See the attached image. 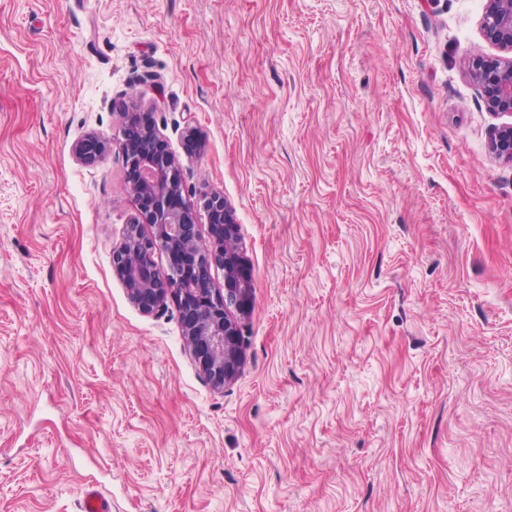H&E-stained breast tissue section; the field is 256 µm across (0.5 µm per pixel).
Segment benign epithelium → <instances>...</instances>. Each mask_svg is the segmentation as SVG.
<instances>
[{
  "label": "benign epithelium",
  "mask_w": 512,
  "mask_h": 512,
  "mask_svg": "<svg viewBox=\"0 0 512 512\" xmlns=\"http://www.w3.org/2000/svg\"><path fill=\"white\" fill-rule=\"evenodd\" d=\"M481 28L486 40L507 57L487 62L473 59L472 79L485 105L495 116H512V0H487ZM121 150L136 178L130 191L147 206L125 225L112 251L114 274L124 284L129 300L141 312L152 314L166 300L176 301L182 334L199 362L206 381L217 391L232 385L242 369L241 324L237 314L246 310L251 283L248 261L240 246L238 225L224 195L214 191L201 199L210 240L202 243L197 210L183 202L185 185L179 161L156 150L161 140L157 127L136 125V113H122ZM106 144L95 135L79 140L74 152L87 163L97 159ZM491 152L512 163V123L501 124L491 141ZM149 226L151 234L144 232ZM161 251L168 265L161 269L154 256ZM224 273V289L213 288L211 268Z\"/></svg>",
  "instance_id": "benign-epithelium-1"
}]
</instances>
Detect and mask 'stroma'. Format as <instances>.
<instances>
[{
    "label": "stroma",
    "instance_id": "1",
    "mask_svg": "<svg viewBox=\"0 0 512 512\" xmlns=\"http://www.w3.org/2000/svg\"><path fill=\"white\" fill-rule=\"evenodd\" d=\"M485 0H0V512H512V164ZM123 112L252 280L214 391L128 299ZM107 143L91 163L74 145ZM491 152L499 159L512 163V123L501 124L491 141Z\"/></svg>",
    "mask_w": 512,
    "mask_h": 512
}]
</instances>
